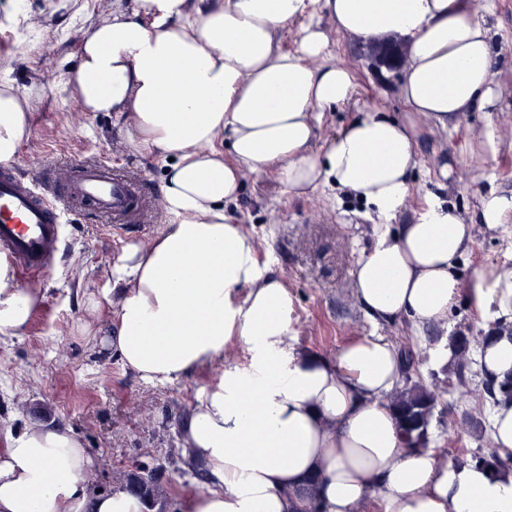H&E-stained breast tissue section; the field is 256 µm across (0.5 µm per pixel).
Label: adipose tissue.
<instances>
[{
    "mask_svg": "<svg viewBox=\"0 0 512 512\" xmlns=\"http://www.w3.org/2000/svg\"><path fill=\"white\" fill-rule=\"evenodd\" d=\"M496 0H114L79 40L64 86L85 112L111 113L133 151L165 160L167 222L124 242L100 291L123 368L168 387L223 363L199 387L185 451L207 487L188 512H299L320 475L321 512H512V468L493 472L405 447L389 396L403 360L382 336L325 358L301 348L287 288L262 265L254 239L226 207L245 175L275 173L285 194L340 190L368 204L371 242L353 294L383 321L444 327L461 289L457 266L473 225L428 199L396 224L416 165L413 125L362 109L320 151L319 113L351 101V69L334 61L319 17L366 41L405 48L400 95L409 112L449 129L460 113L494 111L502 97L486 17ZM298 27L284 51L276 35ZM39 91L0 78V165L31 133ZM227 142L228 152L218 143ZM475 299L487 321H512V267L480 271ZM37 295L0 259V335L26 327ZM235 343L246 365L224 364ZM477 370L512 375V336L484 341ZM0 455V512H143L139 498L92 495L93 458L71 429L8 433Z\"/></svg>",
    "mask_w": 512,
    "mask_h": 512,
    "instance_id": "1",
    "label": "adipose tissue"
}]
</instances>
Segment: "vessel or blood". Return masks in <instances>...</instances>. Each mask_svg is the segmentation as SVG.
Wrapping results in <instances>:
<instances>
[{
	"label": "vessel or blood",
	"instance_id": "b4317fda",
	"mask_svg": "<svg viewBox=\"0 0 512 512\" xmlns=\"http://www.w3.org/2000/svg\"><path fill=\"white\" fill-rule=\"evenodd\" d=\"M87 210L119 228L137 224L146 214V191L102 163H72L63 179L49 166L28 174L0 170V256L27 275L46 274L69 216Z\"/></svg>",
	"mask_w": 512,
	"mask_h": 512
}]
</instances>
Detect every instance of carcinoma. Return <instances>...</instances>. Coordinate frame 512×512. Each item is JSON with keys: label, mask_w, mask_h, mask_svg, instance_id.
I'll return each mask as SVG.
<instances>
[{"label": "carcinoma", "mask_w": 512, "mask_h": 512, "mask_svg": "<svg viewBox=\"0 0 512 512\" xmlns=\"http://www.w3.org/2000/svg\"><path fill=\"white\" fill-rule=\"evenodd\" d=\"M477 398L491 400L498 396L512 398V380L498 385L488 382L473 390ZM438 395L420 384L405 382V388L396 392L389 400V407L396 413L403 444L409 448H424L428 440V427ZM162 465L142 466L124 474L122 489L140 498L144 512H165V491L157 479Z\"/></svg>", "instance_id": "carcinoma-1"}]
</instances>
